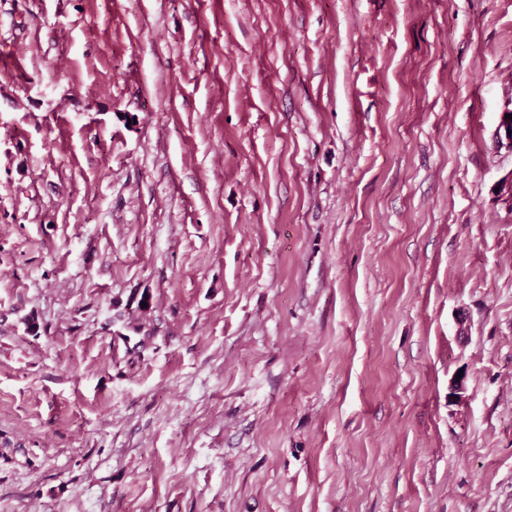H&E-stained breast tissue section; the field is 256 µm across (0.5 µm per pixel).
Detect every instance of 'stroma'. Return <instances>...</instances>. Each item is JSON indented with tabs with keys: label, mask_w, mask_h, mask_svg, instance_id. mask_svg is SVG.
<instances>
[{
	"label": "stroma",
	"mask_w": 512,
	"mask_h": 512,
	"mask_svg": "<svg viewBox=\"0 0 512 512\" xmlns=\"http://www.w3.org/2000/svg\"><path fill=\"white\" fill-rule=\"evenodd\" d=\"M0 512H512V0H0Z\"/></svg>",
	"instance_id": "1"
}]
</instances>
